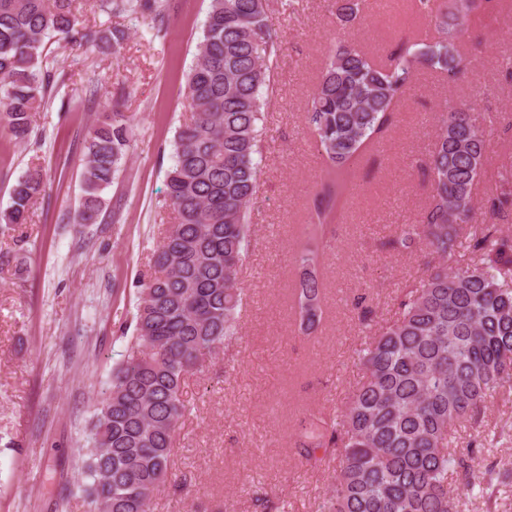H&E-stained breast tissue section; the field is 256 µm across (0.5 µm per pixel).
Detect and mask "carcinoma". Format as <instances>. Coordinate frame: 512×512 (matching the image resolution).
Masks as SVG:
<instances>
[{"label": "carcinoma", "instance_id": "cac0c4a2", "mask_svg": "<svg viewBox=\"0 0 512 512\" xmlns=\"http://www.w3.org/2000/svg\"><path fill=\"white\" fill-rule=\"evenodd\" d=\"M100 8L162 30L168 0H99ZM501 0H412L432 31L402 41L385 58L353 45L331 50L306 110L305 124L325 163L294 255L291 300L295 330L312 335L323 318L320 275L326 236L351 175L350 165L394 122L421 69L448 86L472 66L459 43L467 17ZM340 26L364 20L363 0H334ZM77 0H0V128L18 143L33 132L65 75H55L47 45L119 52L126 31L93 30ZM268 0H210L186 78L191 113L176 132L166 172L172 223L151 253L153 272L140 281L124 357L112 366L96 403L87 445L77 449L76 493L89 512H149L172 480L171 455L190 411L182 382L240 333L237 276L251 242L249 207L261 162L260 126L269 103L280 41L268 23ZM486 114L473 100L442 109L435 147L416 166L429 178V203L416 224L388 241L398 251L421 243L432 259L425 276L400 290L396 319L356 352L363 380L330 421L314 417L298 430L300 451L338 460L336 484L317 512H463L471 497L491 504L493 481L509 472L476 474L475 448H494L507 432L476 435L458 447L455 429L483 423L487 402L512 383V237L501 222L512 194H491L483 212L474 187L488 149ZM132 140L131 118L107 113L85 141L82 198L74 224H92ZM42 169L29 168L11 191L0 223L23 224L44 191ZM465 267L448 266L459 251Z\"/></svg>", "mask_w": 512, "mask_h": 512}]
</instances>
